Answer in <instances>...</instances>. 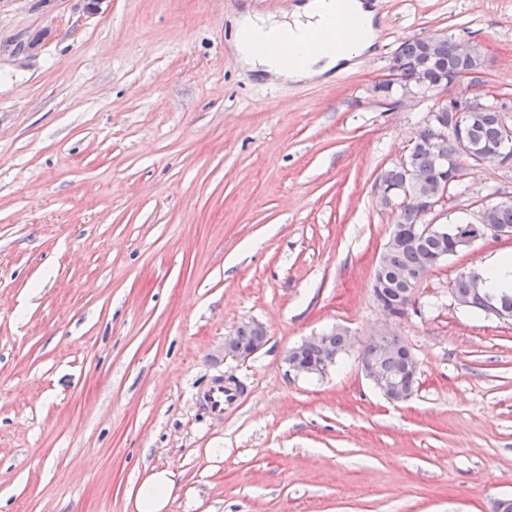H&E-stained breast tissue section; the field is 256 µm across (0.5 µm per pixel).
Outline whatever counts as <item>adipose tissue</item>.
Returning <instances> with one entry per match:
<instances>
[{
  "mask_svg": "<svg viewBox=\"0 0 512 512\" xmlns=\"http://www.w3.org/2000/svg\"><path fill=\"white\" fill-rule=\"evenodd\" d=\"M376 11L364 0H302L283 17L244 14L236 49L250 67L297 81L343 70L373 45ZM174 491L169 471L135 491L137 512H165Z\"/></svg>",
  "mask_w": 512,
  "mask_h": 512,
  "instance_id": "1",
  "label": "adipose tissue"
}]
</instances>
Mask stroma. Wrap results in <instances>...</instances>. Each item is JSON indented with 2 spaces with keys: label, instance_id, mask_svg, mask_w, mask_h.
I'll return each instance as SVG.
<instances>
[{
  "label": "stroma",
  "instance_id": "1",
  "mask_svg": "<svg viewBox=\"0 0 512 512\" xmlns=\"http://www.w3.org/2000/svg\"><path fill=\"white\" fill-rule=\"evenodd\" d=\"M293 0H0V512H495L512 498V321L454 280L512 238L449 256L388 322L371 281L398 210L377 185L437 99L380 91L398 46L445 32L512 120V0H378L346 70L292 82L235 50L241 14ZM442 224L512 198V163L456 159ZM262 323L264 347L223 354ZM390 329L419 384L389 403L345 353L322 377L285 351ZM244 391L217 418L198 397ZM236 336L240 343L245 347H251L259 336H266L260 332L252 322L242 323L236 331ZM235 336H228L224 339V356L237 360H245L257 352L260 348L254 350L244 349ZM326 333L319 336H312L305 339L298 345L288 349L284 355V363L288 367V372L295 375H305L313 371V365L307 364L304 360L302 353L311 344L325 345ZM174 486L169 471L161 470L150 474L134 492L137 512H164Z\"/></svg>",
  "mask_w": 512,
  "mask_h": 512
}]
</instances>
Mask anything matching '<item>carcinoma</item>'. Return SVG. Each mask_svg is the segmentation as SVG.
<instances>
[{"label": "carcinoma", "mask_w": 512, "mask_h": 512, "mask_svg": "<svg viewBox=\"0 0 512 512\" xmlns=\"http://www.w3.org/2000/svg\"><path fill=\"white\" fill-rule=\"evenodd\" d=\"M399 48L400 51L393 58L394 79L381 85L387 91L392 90L395 84L405 91L414 88L421 90L448 78L450 74L461 77L478 70L482 65L480 49H475L467 57H461L456 53L451 37L436 44L428 58L423 57L424 47L417 38L404 40ZM457 108L458 105L450 104L448 109L442 111L447 132L436 149L430 150L418 144L407 157L409 166L418 170L432 187L446 183L448 189L452 190L458 186L459 180L455 176L459 170L454 159L458 142L462 139L478 150L499 148L512 156V141L503 137L505 115L497 105L492 102L479 103L475 111L463 114L457 112ZM487 222L512 226V203L492 209ZM471 224L472 221L465 217L448 225L446 232L428 236L415 245L393 246L385 250L382 253V263L386 270L385 286L381 289L382 299L391 303L400 302L402 285L394 280V274L401 270L417 272L430 265L439 253L455 254V229ZM483 283L482 275L471 270L454 280L453 290L468 292L470 308L479 312L485 311L487 302L491 300L500 310L512 314V294H492L482 287ZM261 335L262 332L251 322L241 324L236 331L239 342L246 347L252 346ZM365 352L380 361L384 371L395 377L402 387H415L416 378L404 372L397 359L383 357L373 344Z\"/></svg>", "instance_id": "1"}]
</instances>
